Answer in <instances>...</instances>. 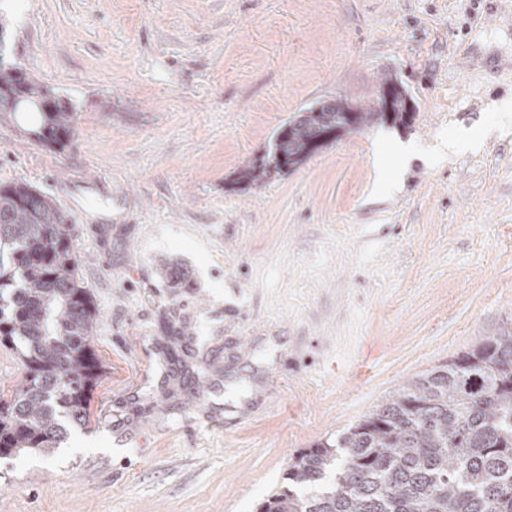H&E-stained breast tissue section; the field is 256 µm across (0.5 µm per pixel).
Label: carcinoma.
I'll return each mask as SVG.
<instances>
[{
	"instance_id": "obj_1",
	"label": "carcinoma",
	"mask_w": 512,
	"mask_h": 512,
	"mask_svg": "<svg viewBox=\"0 0 512 512\" xmlns=\"http://www.w3.org/2000/svg\"><path fill=\"white\" fill-rule=\"evenodd\" d=\"M0 23V120L35 118L30 135L64 149L77 108L7 50ZM391 111L348 99L317 102L273 133L232 183L259 188L304 164L330 141L374 124L409 128L411 99L390 76ZM72 225L56 202L26 183L0 187V345L25 375L0 393V456H50L70 426H83L104 375L91 345L96 310L78 276ZM174 284L175 257L162 261ZM260 512H512V326L461 357L400 386L348 428L296 456L288 488Z\"/></svg>"
}]
</instances>
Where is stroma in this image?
I'll return each mask as SVG.
<instances>
[{"label":"stroma","mask_w":512,"mask_h":512,"mask_svg":"<svg viewBox=\"0 0 512 512\" xmlns=\"http://www.w3.org/2000/svg\"><path fill=\"white\" fill-rule=\"evenodd\" d=\"M0 11L12 55L78 107L63 149L0 123V186L67 215L105 365L54 456H0V512H259L298 451L512 319V0ZM390 76L409 129L232 188L293 113L370 105ZM465 131L477 148L443 151Z\"/></svg>","instance_id":"obj_1"}]
</instances>
